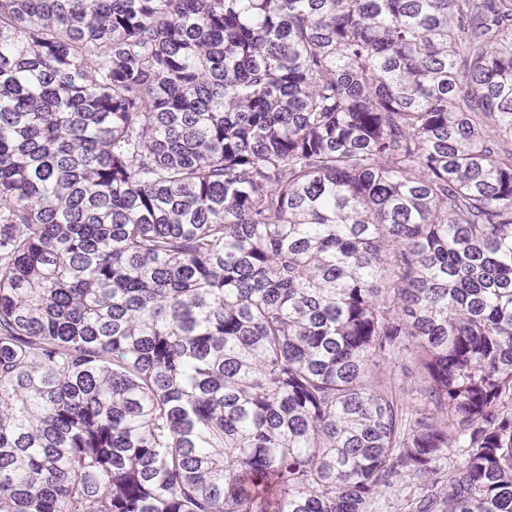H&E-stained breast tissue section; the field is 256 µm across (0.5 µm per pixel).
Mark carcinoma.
<instances>
[{
    "instance_id": "1",
    "label": "carcinoma",
    "mask_w": 512,
    "mask_h": 512,
    "mask_svg": "<svg viewBox=\"0 0 512 512\" xmlns=\"http://www.w3.org/2000/svg\"><path fill=\"white\" fill-rule=\"evenodd\" d=\"M443 472L512 512V0H0V512ZM413 357L411 351H403L399 353L395 360L380 362V365L374 368V376L378 384L383 388L390 380L400 376L405 367L414 368Z\"/></svg>"
}]
</instances>
